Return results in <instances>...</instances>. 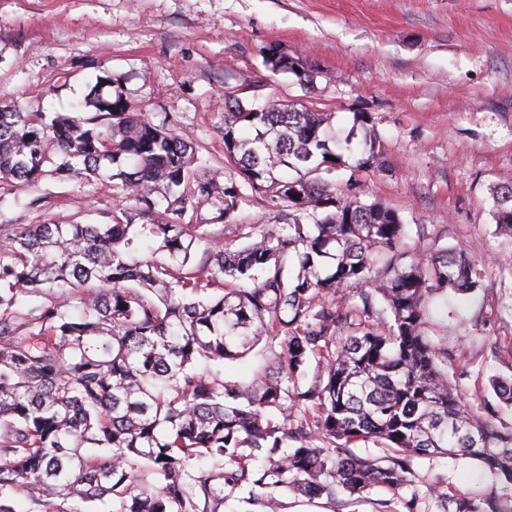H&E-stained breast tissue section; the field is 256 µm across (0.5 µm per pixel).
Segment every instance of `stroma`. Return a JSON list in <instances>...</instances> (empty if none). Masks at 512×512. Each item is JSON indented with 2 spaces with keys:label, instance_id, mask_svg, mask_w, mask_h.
<instances>
[{
  "label": "stroma",
  "instance_id": "obj_1",
  "mask_svg": "<svg viewBox=\"0 0 512 512\" xmlns=\"http://www.w3.org/2000/svg\"><path fill=\"white\" fill-rule=\"evenodd\" d=\"M278 45L315 78L272 74ZM156 122L169 121L216 165L224 162V96L274 95L331 115L337 136L372 116L384 169L338 171L394 207L411 244L477 261L480 286L437 294L427 328L460 372L471 403L499 407L489 382L512 376V245L496 233L493 190L512 181V0H0V104L31 112L84 109L99 77ZM118 203L80 181L16 190L0 183V217L14 224L104 223ZM265 197L243 201L220 241L240 245L239 225L271 224ZM401 500L373 489L309 499L277 491L280 512H437L430 485L512 501V489L477 462H413Z\"/></svg>",
  "mask_w": 512,
  "mask_h": 512
}]
</instances>
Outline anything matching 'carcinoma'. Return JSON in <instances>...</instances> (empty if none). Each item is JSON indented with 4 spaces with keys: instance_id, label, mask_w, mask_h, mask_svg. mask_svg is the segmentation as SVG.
I'll list each match as a JSON object with an SVG mask.
<instances>
[{
    "instance_id": "1",
    "label": "carcinoma",
    "mask_w": 512,
    "mask_h": 512,
    "mask_svg": "<svg viewBox=\"0 0 512 512\" xmlns=\"http://www.w3.org/2000/svg\"><path fill=\"white\" fill-rule=\"evenodd\" d=\"M276 50H262L272 74L312 82ZM90 106L0 105V182L79 178L124 199L105 224H0V512H15L19 487L30 512H219L244 485L248 503L278 512L279 488L398 495L415 459L439 455L512 486V430L467 403L425 333L430 295L479 287L476 260L410 245L397 210L323 177L346 154L382 170L380 145L336 141L328 112L275 96L246 107L232 92L215 166L118 91L95 90ZM254 194L276 223L241 226L236 249L214 242L211 226ZM492 214L512 239V181ZM227 277L244 285L226 290ZM28 296L44 302L24 310ZM263 339L280 347L273 375L195 370ZM490 387L512 407V378ZM367 440L392 453L351 451ZM431 495L443 512H502L494 497Z\"/></svg>"
}]
</instances>
